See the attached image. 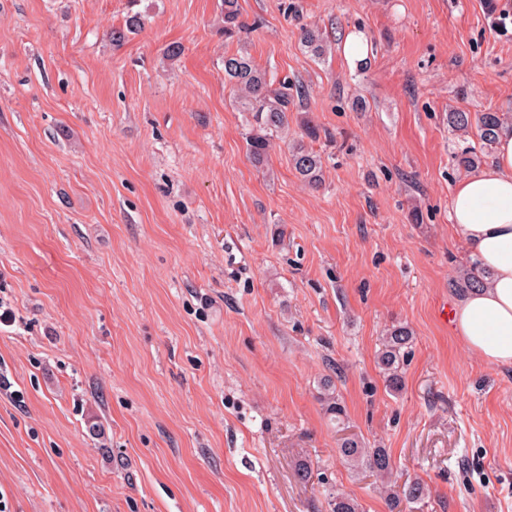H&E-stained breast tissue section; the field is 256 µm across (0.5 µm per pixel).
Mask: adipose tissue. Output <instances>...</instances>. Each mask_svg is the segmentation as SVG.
<instances>
[{
    "label": "adipose tissue",
    "instance_id": "adipose-tissue-1",
    "mask_svg": "<svg viewBox=\"0 0 512 512\" xmlns=\"http://www.w3.org/2000/svg\"><path fill=\"white\" fill-rule=\"evenodd\" d=\"M449 215L471 259L491 274L456 305L454 332L487 364L512 366V125L498 132L489 163L456 182Z\"/></svg>",
    "mask_w": 512,
    "mask_h": 512
}]
</instances>
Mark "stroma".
<instances>
[{
	"mask_svg": "<svg viewBox=\"0 0 512 512\" xmlns=\"http://www.w3.org/2000/svg\"><path fill=\"white\" fill-rule=\"evenodd\" d=\"M238 5L228 39L221 0H0L7 512H326L336 491L388 512L346 438L427 487L411 512H512V367L444 315L468 261L453 156L479 144L448 115L512 113V0ZM132 11L144 29L113 43ZM239 52L308 89L262 166L224 83ZM306 119L316 188L290 162ZM399 324L393 393L377 354ZM343 57L350 65H357L367 58V40L361 32L347 34L342 45ZM413 341L411 330L404 325H395L387 330L378 354V363L385 375L386 387L400 391L404 384L402 367ZM339 452L344 462L365 466L372 473L387 474L392 469L391 457L385 448H365L357 440L347 438L342 441Z\"/></svg>",
	"mask_w": 512,
	"mask_h": 512,
	"instance_id": "1",
	"label": "stroma"
}]
</instances>
